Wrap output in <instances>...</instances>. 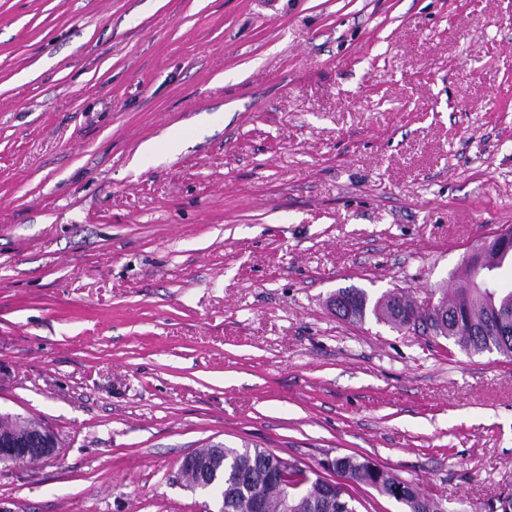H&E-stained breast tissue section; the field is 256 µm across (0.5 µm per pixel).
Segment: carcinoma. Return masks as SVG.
Returning a JSON list of instances; mask_svg holds the SVG:
<instances>
[{
  "mask_svg": "<svg viewBox=\"0 0 512 512\" xmlns=\"http://www.w3.org/2000/svg\"><path fill=\"white\" fill-rule=\"evenodd\" d=\"M493 262L505 261L509 274L508 282L496 293L488 294L472 287L476 275L467 267L468 279L453 296L442 292L436 304L424 309L405 295L399 296L394 305L381 312L383 319L395 328L410 321L424 322L433 316L448 321L436 336L453 341V344L471 354L497 353L512 360V335L498 336L495 332L497 319L512 321V258L503 259L493 254ZM336 302L342 305L343 316L361 321L367 312V294L356 288H341L336 292ZM41 424L9 413L0 414V430L23 435L35 431ZM213 470L224 472V483H217L205 494L219 500L224 499V512H251L249 491L239 485V479L248 477L266 501L267 512H281L283 497H288L290 512H342L330 509V501L347 499L350 509L357 512L355 499L348 492L354 485H367L384 496L399 495L397 502L406 507V512H443L441 503L421 493L412 483L402 480L379 464L364 456H336V481L328 485V479L316 470L290 464L282 470L279 480H270L267 471L272 452L264 448L228 447L222 443L211 444L198 450Z\"/></svg>",
  "mask_w": 512,
  "mask_h": 512,
  "instance_id": "carcinoma-1",
  "label": "carcinoma"
}]
</instances>
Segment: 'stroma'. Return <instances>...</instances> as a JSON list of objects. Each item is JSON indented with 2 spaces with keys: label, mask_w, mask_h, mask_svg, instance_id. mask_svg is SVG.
<instances>
[{
  "label": "stroma",
  "mask_w": 512,
  "mask_h": 512,
  "mask_svg": "<svg viewBox=\"0 0 512 512\" xmlns=\"http://www.w3.org/2000/svg\"><path fill=\"white\" fill-rule=\"evenodd\" d=\"M512 226V0H0V512H214L184 456L512 493V361L420 305ZM336 302L341 303L343 317L362 321L367 312L368 299L367 294L356 288H341L336 292ZM336 303V305L338 306ZM38 428L44 427L36 421L21 417L20 415L0 414V430L2 432L9 431L17 435H23ZM38 453L41 460H49L56 454V441L48 429L40 431L30 438H18L0 434V461H7L13 466L29 463L31 457Z\"/></svg>",
  "instance_id": "1"
}]
</instances>
